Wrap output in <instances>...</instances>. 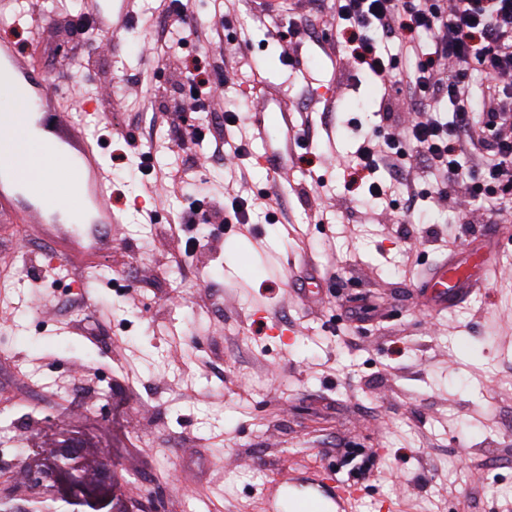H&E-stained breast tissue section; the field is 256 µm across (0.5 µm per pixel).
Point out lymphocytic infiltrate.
Instances as JSON below:
<instances>
[{
  "label": "lymphocytic infiltrate",
  "mask_w": 512,
  "mask_h": 512,
  "mask_svg": "<svg viewBox=\"0 0 512 512\" xmlns=\"http://www.w3.org/2000/svg\"><path fill=\"white\" fill-rule=\"evenodd\" d=\"M332 20L360 70L380 83L378 110L395 129L386 148L360 145L346 190L364 185L385 198L378 174L404 157L427 169L452 207L462 183L473 196L512 190V0H336ZM477 65L489 79L488 144L470 131L469 75ZM442 97L452 108L447 122L436 111ZM482 147L484 177L467 181L456 155Z\"/></svg>",
  "instance_id": "f902f5d3"
}]
</instances>
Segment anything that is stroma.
<instances>
[{"label":"stroma","mask_w":512,"mask_h":512,"mask_svg":"<svg viewBox=\"0 0 512 512\" xmlns=\"http://www.w3.org/2000/svg\"><path fill=\"white\" fill-rule=\"evenodd\" d=\"M135 10L103 50L78 33L85 0H0L19 51L40 21V71L64 86V107L79 118L96 103L124 217L89 269L50 264L41 230L18 239L0 223V512H263L282 467L336 462L356 441L376 459L356 483L358 512L385 498L397 512L512 505V277L492 274L435 316L416 290L450 247L491 238L512 205L464 193L451 211L407 170L381 173L395 182L391 213L366 188L346 191L358 142L339 137L330 158L327 130L353 118L380 137L388 128L359 110L380 91L337 47L318 0H301L309 30L283 42L287 19L258 20L248 0H188L183 25L201 38L182 45L164 0ZM204 55L234 70L224 94L238 112L258 72L308 124L278 157V181L255 142L245 183L225 174L223 104L187 102L185 63ZM188 160L201 165L202 203L238 195L250 207L248 226H208V247L191 255L188 199L168 177ZM471 210L486 222L462 223ZM92 448L108 451L106 482H138V503L10 475ZM469 470L484 481H466Z\"/></svg>","instance_id":"obj_1"}]
</instances>
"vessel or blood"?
<instances>
[{
    "mask_svg": "<svg viewBox=\"0 0 512 512\" xmlns=\"http://www.w3.org/2000/svg\"><path fill=\"white\" fill-rule=\"evenodd\" d=\"M132 0H112L104 14L99 0L87 12L105 36H117L131 18ZM36 50L19 55L0 41V221L37 224L57 246V265L88 264L107 249L113 225L123 218L112 207V184L99 163L95 137L85 122L59 107L55 92L37 68ZM255 141L264 148L293 142L288 106L273 95L255 101L251 118ZM496 245L473 249L471 266L462 250L435 264L422 282L427 309L441 311L485 281ZM264 512H355L354 486L336 471L311 470L304 477L278 473L263 490Z\"/></svg>",
    "mask_w": 512,
    "mask_h": 512,
    "instance_id": "vessel-or-blood-1",
    "label": "vessel or blood"
}]
</instances>
